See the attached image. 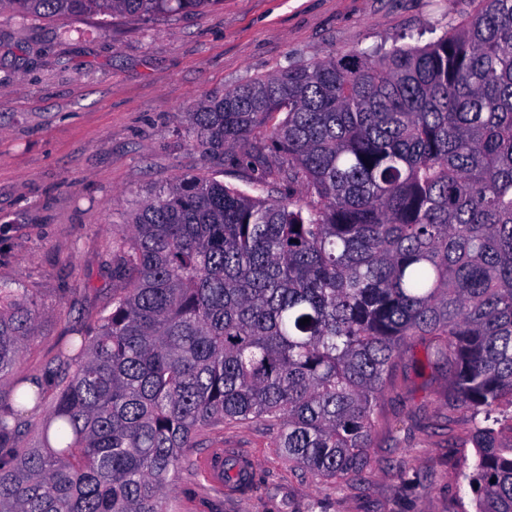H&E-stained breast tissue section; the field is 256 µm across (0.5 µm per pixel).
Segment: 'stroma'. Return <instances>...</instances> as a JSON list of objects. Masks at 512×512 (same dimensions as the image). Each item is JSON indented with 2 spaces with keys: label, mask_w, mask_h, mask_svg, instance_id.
<instances>
[{
  "label": "stroma",
  "mask_w": 512,
  "mask_h": 512,
  "mask_svg": "<svg viewBox=\"0 0 512 512\" xmlns=\"http://www.w3.org/2000/svg\"><path fill=\"white\" fill-rule=\"evenodd\" d=\"M472 0H224L143 22L23 19L0 10V284L22 288L42 317L14 378H45L73 329L90 326L106 291L127 283L119 232L146 188L205 174L280 196L277 175L205 162L178 116L204 98L267 76L294 60L322 59L444 30ZM414 340L380 400L364 478L318 480L278 454L261 423L208 431L199 448L251 459L248 493L215 492L180 474L171 512H470L462 477L474 461L472 421L448 408L446 371L417 377Z\"/></svg>",
  "instance_id": "1"
}]
</instances>
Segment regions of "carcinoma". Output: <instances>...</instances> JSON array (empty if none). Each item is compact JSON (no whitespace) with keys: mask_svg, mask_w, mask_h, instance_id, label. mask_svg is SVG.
<instances>
[{"mask_svg":"<svg viewBox=\"0 0 512 512\" xmlns=\"http://www.w3.org/2000/svg\"><path fill=\"white\" fill-rule=\"evenodd\" d=\"M219 0H0L22 19L151 21ZM296 194L184 174L123 233L129 286L54 358L51 413L18 441L36 380L0 404V512H167L185 449L226 423L277 428L315 479L360 477L378 403L414 339L475 417L474 512H512V0L420 46L298 60L179 117ZM310 323L300 324L303 318ZM39 308L0 285V381Z\"/></svg>","mask_w":512,"mask_h":512,"instance_id":"1","label":"carcinoma"}]
</instances>
